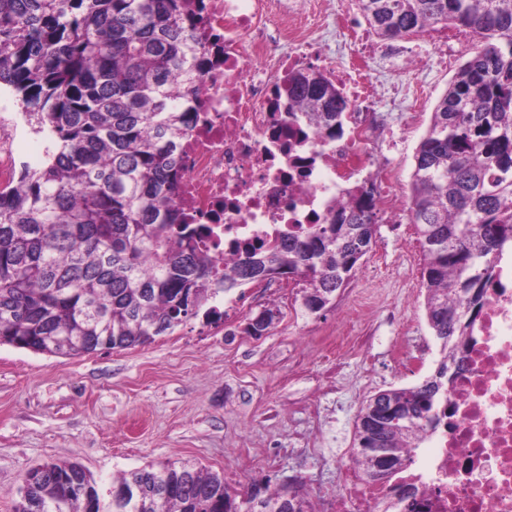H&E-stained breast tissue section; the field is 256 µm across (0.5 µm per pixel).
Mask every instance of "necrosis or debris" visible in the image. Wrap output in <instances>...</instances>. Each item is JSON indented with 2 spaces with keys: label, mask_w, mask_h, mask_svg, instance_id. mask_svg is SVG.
I'll return each mask as SVG.
<instances>
[{
  "label": "necrosis or debris",
  "mask_w": 512,
  "mask_h": 512,
  "mask_svg": "<svg viewBox=\"0 0 512 512\" xmlns=\"http://www.w3.org/2000/svg\"><path fill=\"white\" fill-rule=\"evenodd\" d=\"M202 7L197 35L207 73L179 149V202L190 223L209 225L212 255L230 257L243 245L323 223L329 206L342 202L340 180L357 175L373 179L379 212L399 221L408 206L394 166L377 155L387 131L376 99L386 97L413 125L420 74L476 48L479 34L454 24L431 29L430 59L400 41L377 40L341 4L321 9L312 30L294 24L312 0H202ZM253 59L260 69L250 67ZM313 61L349 101L342 136L285 110L289 72ZM461 360L430 452L400 478L414 489L402 512H512V256L496 262ZM387 493L348 456L321 501L324 512H381Z\"/></svg>",
  "instance_id": "obj_1"
}]
</instances>
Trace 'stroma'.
I'll use <instances>...</instances> for the list:
<instances>
[{"label":"stroma","mask_w":512,"mask_h":512,"mask_svg":"<svg viewBox=\"0 0 512 512\" xmlns=\"http://www.w3.org/2000/svg\"><path fill=\"white\" fill-rule=\"evenodd\" d=\"M457 72H431L419 123L384 145L400 186ZM422 265L417 226L383 221L347 287L313 314L300 284L274 281L226 292L218 324L192 318L146 346L61 357L0 345V512H13L26 473L46 461L79 462L103 489L115 474L169 462L221 473L240 493L294 480L328 490L366 400L436 367ZM266 308L279 319L263 336L247 333ZM330 381L339 392L326 391ZM311 430L316 456L294 440Z\"/></svg>","instance_id":"obj_1"}]
</instances>
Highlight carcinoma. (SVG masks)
<instances>
[{"label":"carcinoma","instance_id":"1","mask_svg":"<svg viewBox=\"0 0 512 512\" xmlns=\"http://www.w3.org/2000/svg\"><path fill=\"white\" fill-rule=\"evenodd\" d=\"M380 38L458 22L483 48L457 72L414 155L410 221L423 250L424 308L440 342L434 373L368 399L355 425L367 478L373 449L403 469L426 427L448 414V372L467 348L502 245L512 240V0H353ZM187 0H0V87L48 143L43 163L0 184V344L76 357L126 349L173 332L219 295L276 269L302 283L303 306L325 307L377 233L373 184L340 189L344 207L303 236L248 246L219 266L211 228L185 223L174 152L199 108L206 71ZM344 93L326 75L288 76V111L344 131ZM14 512H313L306 497L264 486L242 502L224 476L164 464L123 472L115 502L75 462L40 466Z\"/></svg>","mask_w":512,"mask_h":512}]
</instances>
